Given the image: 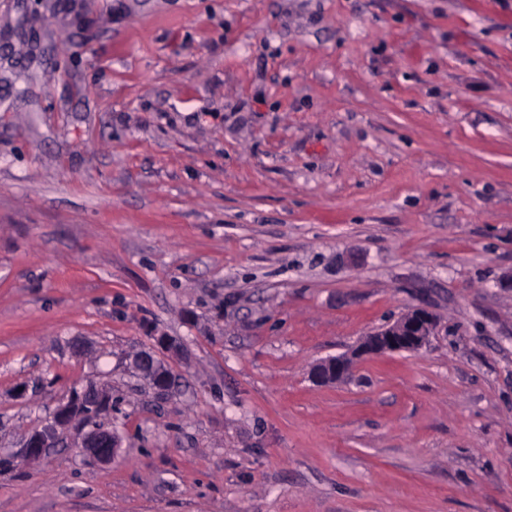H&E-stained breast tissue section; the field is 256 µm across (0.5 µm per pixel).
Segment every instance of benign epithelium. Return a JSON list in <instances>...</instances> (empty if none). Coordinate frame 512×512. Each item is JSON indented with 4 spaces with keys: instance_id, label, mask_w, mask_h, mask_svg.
<instances>
[{
    "instance_id": "1",
    "label": "benign epithelium",
    "mask_w": 512,
    "mask_h": 512,
    "mask_svg": "<svg viewBox=\"0 0 512 512\" xmlns=\"http://www.w3.org/2000/svg\"><path fill=\"white\" fill-rule=\"evenodd\" d=\"M436 329L437 322L432 314L416 309L369 334L351 352L319 361L314 365L312 375L319 383L325 380L331 383L347 381L352 378L357 362L362 357L418 350L435 335ZM136 369L144 379L153 378L161 386L170 381L169 377L162 374V369L151 355L139 356ZM80 409V402L72 399L60 405L48 422L26 437L21 456L38 459L46 454L48 448L62 440L65 434L74 431L81 436L79 447L84 452L101 463L109 462L118 448L116 436L110 429L85 430V426L79 422Z\"/></svg>"
}]
</instances>
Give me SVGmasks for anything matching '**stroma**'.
I'll return each mask as SVG.
<instances>
[{
    "instance_id": "stroma-1",
    "label": "stroma",
    "mask_w": 512,
    "mask_h": 512,
    "mask_svg": "<svg viewBox=\"0 0 512 512\" xmlns=\"http://www.w3.org/2000/svg\"><path fill=\"white\" fill-rule=\"evenodd\" d=\"M0 512H512V0H0ZM437 322L428 311L416 309L393 323L369 334L350 353L329 357L316 363L312 370L314 379L321 383L344 382L352 378L357 362L367 355L386 352L415 351L435 336ZM81 404L79 401L69 400L60 405L49 422H45L40 427L34 429L25 439L23 448H21V456L27 459H38L46 454L47 448H51L63 436L70 431L76 432L81 436V442L77 446L83 448L89 456L93 457L101 463H108L114 458L118 446V440L110 429L102 420L104 410L98 407H87L82 418L84 425L97 428L95 430L84 431L86 426L79 422ZM108 446L111 451H104L103 448Z\"/></svg>"
}]
</instances>
